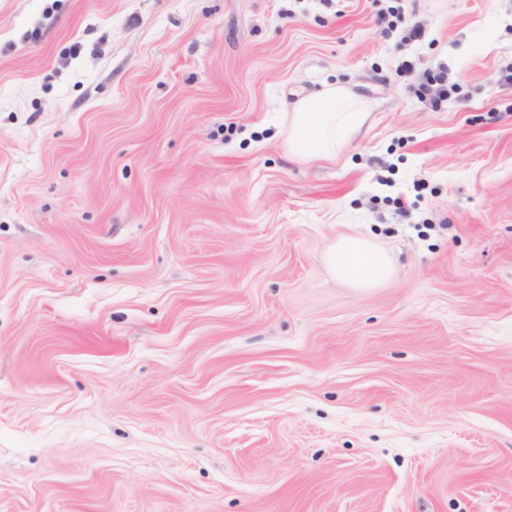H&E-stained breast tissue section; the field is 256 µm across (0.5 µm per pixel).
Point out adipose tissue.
Listing matches in <instances>:
<instances>
[{"label":"adipose tissue","instance_id":"obj_1","mask_svg":"<svg viewBox=\"0 0 512 512\" xmlns=\"http://www.w3.org/2000/svg\"><path fill=\"white\" fill-rule=\"evenodd\" d=\"M368 117L358 96L342 86L299 98L282 118L283 148L289 158L307 162L335 157L361 130ZM327 262L336 278L355 288H372L393 270L389 255L364 236L336 240Z\"/></svg>","mask_w":512,"mask_h":512}]
</instances>
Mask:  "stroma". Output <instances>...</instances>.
Returning <instances> with one entry per match:
<instances>
[{
    "instance_id": "35a3bbf8",
    "label": "stroma",
    "mask_w": 512,
    "mask_h": 512,
    "mask_svg": "<svg viewBox=\"0 0 512 512\" xmlns=\"http://www.w3.org/2000/svg\"><path fill=\"white\" fill-rule=\"evenodd\" d=\"M509 67L512 0H0V512H512ZM437 86L436 94L432 98L435 107L441 102L448 100L453 94H456L459 89L456 83L448 85L447 73H424L422 82L419 83L416 94L419 98L423 99L430 96L431 90ZM368 112L359 97L342 86L299 98L282 118L283 148L296 162L333 158L361 130ZM326 258L336 278L353 288H373L393 270L389 255L364 236L337 239Z\"/></svg>"
}]
</instances>
